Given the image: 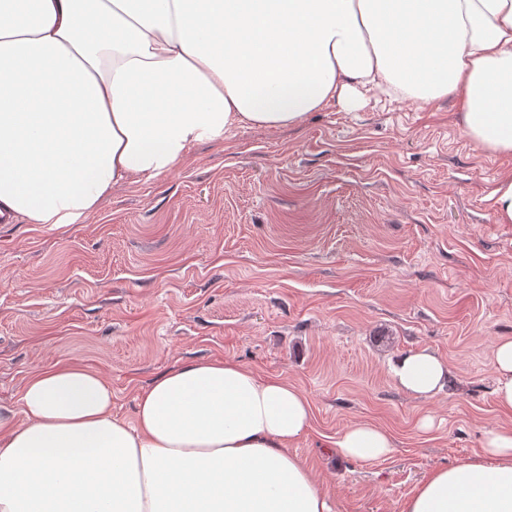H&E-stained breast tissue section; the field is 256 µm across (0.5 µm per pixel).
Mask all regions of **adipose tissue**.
<instances>
[{"label": "adipose tissue", "instance_id": "ef3b65f1", "mask_svg": "<svg viewBox=\"0 0 512 512\" xmlns=\"http://www.w3.org/2000/svg\"><path fill=\"white\" fill-rule=\"evenodd\" d=\"M372 90L423 107L455 95L466 135L512 154V0H0V220L79 223L194 144ZM389 367L423 398L448 376L425 349ZM493 368L512 414V339ZM312 418L288 380L227 359L161 374L128 421L105 376L59 363L0 406V512H333L291 450ZM335 445L364 462L394 448L369 422ZM482 448L401 512H512V424Z\"/></svg>", "mask_w": 512, "mask_h": 512}]
</instances>
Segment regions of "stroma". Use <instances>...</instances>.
I'll use <instances>...</instances> for the list:
<instances>
[{
	"label": "stroma",
	"mask_w": 512,
	"mask_h": 512,
	"mask_svg": "<svg viewBox=\"0 0 512 512\" xmlns=\"http://www.w3.org/2000/svg\"><path fill=\"white\" fill-rule=\"evenodd\" d=\"M458 112L452 97L421 108L370 91L354 111L195 145L81 223H0V404L74 361L129 419L166 370L229 357L309 398L292 451L335 512H400L505 422L492 361L512 338V224L488 195L512 155L473 143ZM421 349L448 364L428 399L389 372ZM361 421L391 433L390 456L340 457L338 435Z\"/></svg>",
	"instance_id": "35a3bbf8"
}]
</instances>
